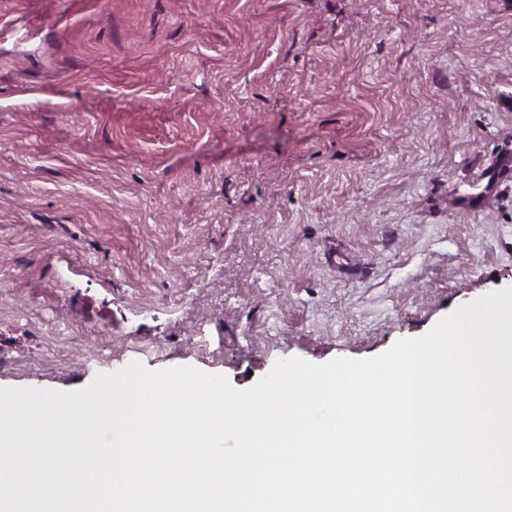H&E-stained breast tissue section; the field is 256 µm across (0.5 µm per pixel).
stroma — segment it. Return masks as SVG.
<instances>
[{
	"mask_svg": "<svg viewBox=\"0 0 512 512\" xmlns=\"http://www.w3.org/2000/svg\"><path fill=\"white\" fill-rule=\"evenodd\" d=\"M512 287V0H0V387L244 390Z\"/></svg>",
	"mask_w": 512,
	"mask_h": 512,
	"instance_id": "1",
	"label": "stroma"
}]
</instances>
